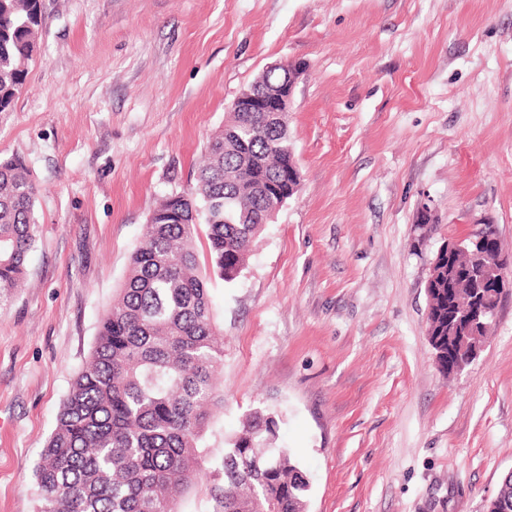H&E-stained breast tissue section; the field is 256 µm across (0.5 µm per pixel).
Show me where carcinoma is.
<instances>
[{
  "mask_svg": "<svg viewBox=\"0 0 512 512\" xmlns=\"http://www.w3.org/2000/svg\"><path fill=\"white\" fill-rule=\"evenodd\" d=\"M42 28L40 0H0V114L21 92ZM292 154L287 118L232 108L194 183L157 200L40 454V512H178L202 478L199 448L224 403L209 281L231 283L246 268L273 216L267 186ZM36 199L25 167L0 159V308L26 278ZM473 304L470 285L450 293L446 276L432 292L428 328L448 372L460 358L448 317ZM276 428L256 410L224 441L213 512H308L309 481L286 449L271 447Z\"/></svg>",
  "mask_w": 512,
  "mask_h": 512,
  "instance_id": "carcinoma-1",
  "label": "carcinoma"
}]
</instances>
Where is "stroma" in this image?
<instances>
[{
    "instance_id": "stroma-1",
    "label": "stroma",
    "mask_w": 512,
    "mask_h": 512,
    "mask_svg": "<svg viewBox=\"0 0 512 512\" xmlns=\"http://www.w3.org/2000/svg\"><path fill=\"white\" fill-rule=\"evenodd\" d=\"M0 158L38 187L26 283L0 310V512L35 468L157 197L187 188L230 104L302 64L301 189L213 280L224 407L179 512H212L224 439L279 416L309 512H483L512 471V291L446 374L426 283L445 243L512 255V0H41Z\"/></svg>"
}]
</instances>
